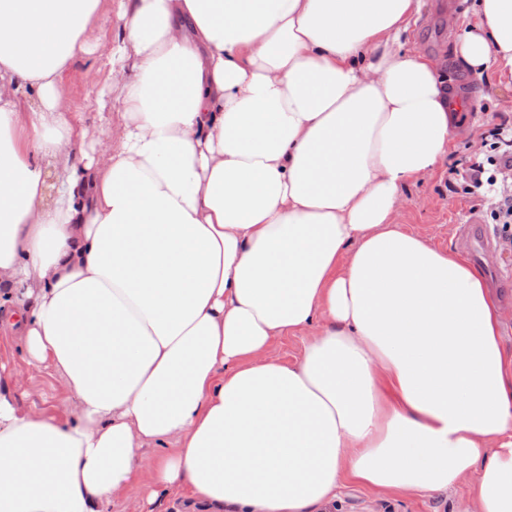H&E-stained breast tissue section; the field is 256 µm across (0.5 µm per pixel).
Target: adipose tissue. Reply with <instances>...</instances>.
<instances>
[{
  "instance_id": "1",
  "label": "adipose tissue",
  "mask_w": 512,
  "mask_h": 512,
  "mask_svg": "<svg viewBox=\"0 0 512 512\" xmlns=\"http://www.w3.org/2000/svg\"><path fill=\"white\" fill-rule=\"evenodd\" d=\"M105 140L64 112L104 0H0V512H328L475 477L512 512V351L460 254L397 221L450 152L423 0H113ZM466 73L512 69L477 0ZM303 339L283 362L277 340ZM0 358L8 360L16 368L27 375L26 395L23 402L26 405L44 409L50 414L62 415L66 406V394L50 375L49 370L28 365L22 351L0 338Z\"/></svg>"
}]
</instances>
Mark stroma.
<instances>
[{
    "label": "stroma",
    "mask_w": 512,
    "mask_h": 512,
    "mask_svg": "<svg viewBox=\"0 0 512 512\" xmlns=\"http://www.w3.org/2000/svg\"><path fill=\"white\" fill-rule=\"evenodd\" d=\"M436 8L437 0H426L422 18L411 30L409 41L441 61L446 76L455 79L459 73L453 59V43L441 30ZM95 38L96 51L76 58L64 75L68 89L64 109L72 120L83 122L94 136L102 138L106 135V123L100 118L94 89L114 77L111 59L116 29L111 15L102 17ZM468 84L474 90L476 99L472 112L466 113L449 133V156L433 174L407 183L401 191L405 205L400 212V223L442 250L452 248L455 225L477 221L490 224L486 202L456 193L450 184V169L463 170L482 159V135L486 130L487 113H497L499 121L512 128V75L502 76L492 72L482 78L472 76ZM490 226L498 245L493 257L497 269L486 272L485 279L489 290H505L512 287V242L507 241L501 225ZM0 358L25 371V404L55 415L63 414L66 394L47 369L28 365L24 353L2 339ZM471 488V483L465 482L446 496L432 493L416 498L392 494L386 499L377 500L361 487L347 483L339 490L341 506L338 512H450L452 500L468 496Z\"/></svg>",
    "instance_id": "obj_1"
}]
</instances>
